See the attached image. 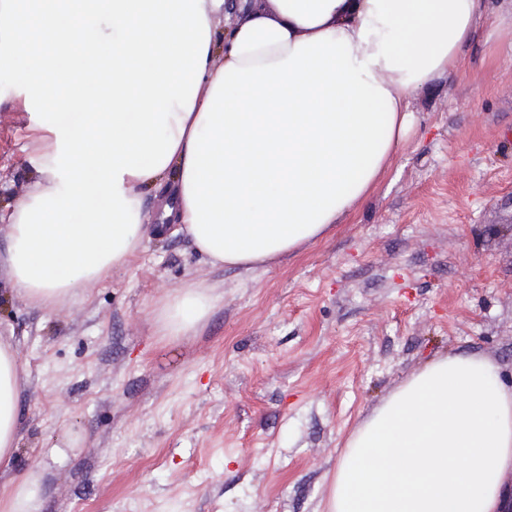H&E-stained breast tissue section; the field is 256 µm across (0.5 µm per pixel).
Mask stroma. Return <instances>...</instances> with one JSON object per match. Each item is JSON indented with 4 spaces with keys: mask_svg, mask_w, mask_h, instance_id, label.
<instances>
[{
    "mask_svg": "<svg viewBox=\"0 0 512 512\" xmlns=\"http://www.w3.org/2000/svg\"><path fill=\"white\" fill-rule=\"evenodd\" d=\"M463 59L412 100L377 189L286 260L224 269L151 238L48 310L0 264V332L31 375L16 467L42 512H321L345 439L427 359L479 353L512 383V0ZM39 111L0 70L1 205L28 189ZM188 280L220 300L162 343L153 303Z\"/></svg>",
    "mask_w": 512,
    "mask_h": 512,
    "instance_id": "stroma-1",
    "label": "stroma"
}]
</instances>
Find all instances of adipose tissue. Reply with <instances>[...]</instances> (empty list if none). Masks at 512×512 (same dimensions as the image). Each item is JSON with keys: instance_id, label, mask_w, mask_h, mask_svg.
<instances>
[{"instance_id": "ef3b65f1", "label": "adipose tissue", "mask_w": 512, "mask_h": 512, "mask_svg": "<svg viewBox=\"0 0 512 512\" xmlns=\"http://www.w3.org/2000/svg\"><path fill=\"white\" fill-rule=\"evenodd\" d=\"M0 0V68L42 103L36 177L6 210L13 293L49 309L111 280L148 235L253 270L329 236L390 170L409 101L461 67L487 0ZM112 37L98 35L101 17ZM224 38V55L213 42ZM175 180L144 214L142 187ZM217 298L188 281L155 334ZM27 374L0 335V512H41L13 463ZM322 512H512V386L477 353L429 359L346 440Z\"/></svg>"}]
</instances>
